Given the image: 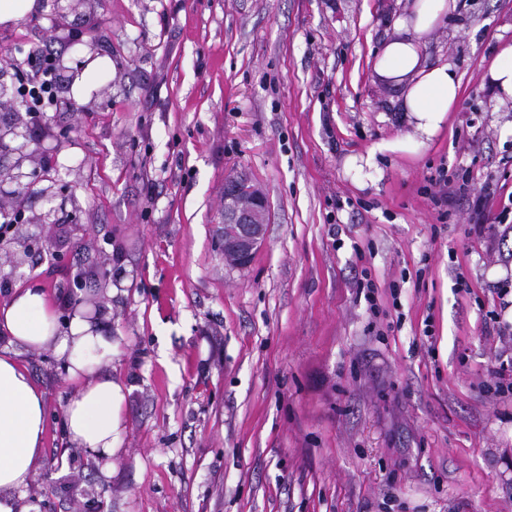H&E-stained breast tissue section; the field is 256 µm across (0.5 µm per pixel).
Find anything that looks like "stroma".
Here are the masks:
<instances>
[{
	"label": "stroma",
	"mask_w": 512,
	"mask_h": 512,
	"mask_svg": "<svg viewBox=\"0 0 512 512\" xmlns=\"http://www.w3.org/2000/svg\"><path fill=\"white\" fill-rule=\"evenodd\" d=\"M411 0H50L0 24V79L35 53L83 64L89 94L19 119L63 193L0 200L41 236L0 258V304L36 281L59 324L110 328L122 387L111 460L68 446L75 388L53 348L18 359L45 396L37 512H512V398L487 392L512 340V100L488 75L512 0H456L421 47L461 95L433 135L400 110L376 53ZM82 45L69 47L71 24ZM447 168L440 211L423 188ZM268 203L265 245L225 264L224 180ZM108 287H101L103 275ZM464 275L467 287L456 285ZM375 286L370 311L355 286ZM500 309V322L487 313ZM431 335H424V327Z\"/></svg>",
	"instance_id": "35a3bbf8"
}]
</instances>
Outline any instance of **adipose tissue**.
<instances>
[{
    "label": "adipose tissue",
    "mask_w": 512,
    "mask_h": 512,
    "mask_svg": "<svg viewBox=\"0 0 512 512\" xmlns=\"http://www.w3.org/2000/svg\"><path fill=\"white\" fill-rule=\"evenodd\" d=\"M449 9L448 0H414L408 17L399 21V38L389 42L377 59L381 76L407 83L401 107L411 113L419 130L435 132L460 95V80L448 65L424 66L420 44ZM0 512H31L21 503L44 451L47 410L44 394L19 362L15 346L53 348L66 378L76 391L63 409L68 445L111 458L119 427V384L97 375L112 358V337L102 325L73 317L60 328L41 287L15 288L0 305Z\"/></svg>",
    "instance_id": "adipose-tissue-1"
}]
</instances>
